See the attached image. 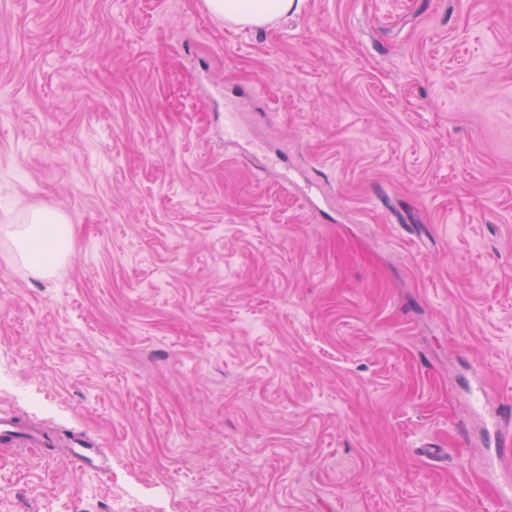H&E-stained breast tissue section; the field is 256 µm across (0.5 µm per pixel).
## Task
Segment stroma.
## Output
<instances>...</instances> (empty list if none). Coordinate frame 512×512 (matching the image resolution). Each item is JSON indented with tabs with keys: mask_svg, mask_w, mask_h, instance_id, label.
I'll return each mask as SVG.
<instances>
[{
	"mask_svg": "<svg viewBox=\"0 0 512 512\" xmlns=\"http://www.w3.org/2000/svg\"><path fill=\"white\" fill-rule=\"evenodd\" d=\"M0 512H484L512 401V0H0ZM239 129L224 133V110ZM299 0H205L208 11L225 21L248 27H263L296 11ZM25 223L6 235L14 240L18 259L28 271L35 277H47L72 253L70 225L62 213L46 208L29 210ZM59 229L64 241L58 238ZM40 432L21 426L12 417L0 416V447L12 451L41 448L46 443Z\"/></svg>",
	"mask_w": 512,
	"mask_h": 512,
	"instance_id": "stroma-1",
	"label": "stroma"
}]
</instances>
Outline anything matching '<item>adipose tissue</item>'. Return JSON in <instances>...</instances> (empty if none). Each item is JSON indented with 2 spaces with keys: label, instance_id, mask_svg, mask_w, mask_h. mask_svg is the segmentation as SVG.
Returning a JSON list of instances; mask_svg holds the SVG:
<instances>
[{
  "label": "adipose tissue",
  "instance_id": "ef3b65f1",
  "mask_svg": "<svg viewBox=\"0 0 512 512\" xmlns=\"http://www.w3.org/2000/svg\"><path fill=\"white\" fill-rule=\"evenodd\" d=\"M205 4L212 15L245 27L266 26L298 8L297 0H205ZM66 227L67 220L62 213L34 208L29 210L25 224L10 231L19 260L33 276L51 275L70 257L72 238L58 236Z\"/></svg>",
  "mask_w": 512,
  "mask_h": 512
}]
</instances>
